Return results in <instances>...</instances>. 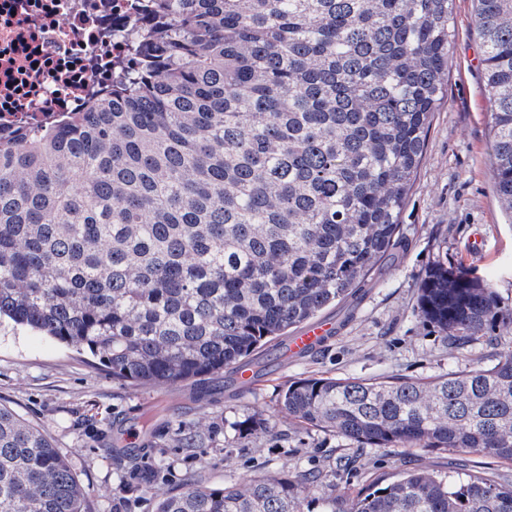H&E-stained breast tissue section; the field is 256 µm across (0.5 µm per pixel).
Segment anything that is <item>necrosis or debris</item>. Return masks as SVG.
<instances>
[{
    "label": "necrosis or debris",
    "mask_w": 512,
    "mask_h": 512,
    "mask_svg": "<svg viewBox=\"0 0 512 512\" xmlns=\"http://www.w3.org/2000/svg\"><path fill=\"white\" fill-rule=\"evenodd\" d=\"M135 0H0V131L78 111L122 58Z\"/></svg>",
    "instance_id": "obj_1"
}]
</instances>
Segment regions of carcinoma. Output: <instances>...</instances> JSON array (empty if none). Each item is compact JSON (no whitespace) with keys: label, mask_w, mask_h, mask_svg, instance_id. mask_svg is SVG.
<instances>
[{"label":"carcinoma","mask_w":512,"mask_h":512,"mask_svg":"<svg viewBox=\"0 0 512 512\" xmlns=\"http://www.w3.org/2000/svg\"><path fill=\"white\" fill-rule=\"evenodd\" d=\"M452 0H137L111 85L0 136V320L142 385L221 374L310 322L395 245L444 96ZM492 173L512 215V0H476ZM444 336L504 315L438 260L418 295ZM281 412L380 448L512 461V349L423 381L312 377ZM310 473L190 483L156 512H304ZM0 512H87L50 439L0 407ZM352 512H512V485L407 474Z\"/></svg>","instance_id":"1"}]
</instances>
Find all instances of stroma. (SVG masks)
Listing matches in <instances>:
<instances>
[{"label": "stroma", "instance_id": "35a3bbf8", "mask_svg": "<svg viewBox=\"0 0 512 512\" xmlns=\"http://www.w3.org/2000/svg\"><path fill=\"white\" fill-rule=\"evenodd\" d=\"M444 99L433 113L422 161L400 218L401 246L353 293L324 309L334 332L316 349L289 357L287 338L251 355L258 376L240 390L231 372L172 386H137L113 378L41 333L0 322V406L40 428L82 486L90 512H155L160 499L194 481L221 487L254 476L318 475L306 512L340 496L351 512L359 490L412 472L476 474L512 484V461L455 448H358L336 433L280 413L288 382L310 376L430 379L495 363L512 344V320L493 335L458 344L425 322L418 288L427 267L449 265L493 278L512 310V218L495 192L491 103L483 82L482 45L472 0H453ZM265 419L269 433L238 435L245 416ZM192 447L175 446V435Z\"/></svg>", "mask_w": 512, "mask_h": 512}]
</instances>
